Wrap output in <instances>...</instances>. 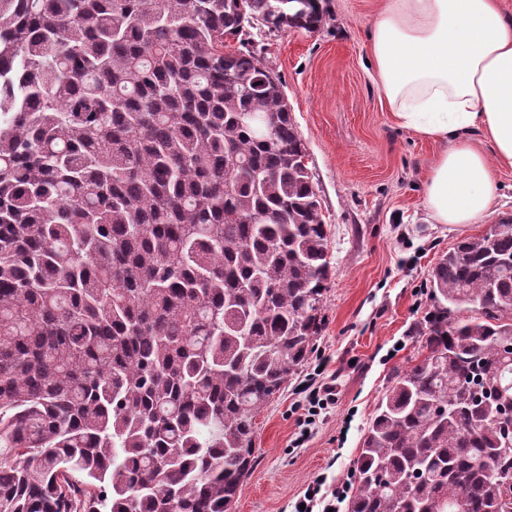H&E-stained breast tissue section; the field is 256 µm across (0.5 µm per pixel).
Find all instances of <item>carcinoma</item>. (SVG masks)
I'll use <instances>...</instances> for the list:
<instances>
[{
    "instance_id": "cac0c4a2",
    "label": "carcinoma",
    "mask_w": 512,
    "mask_h": 512,
    "mask_svg": "<svg viewBox=\"0 0 512 512\" xmlns=\"http://www.w3.org/2000/svg\"><path fill=\"white\" fill-rule=\"evenodd\" d=\"M257 22L313 32L324 13L0 0V512H230L331 270L282 82L224 51ZM429 287L348 512H512V217Z\"/></svg>"
}]
</instances>
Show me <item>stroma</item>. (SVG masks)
Here are the masks:
<instances>
[{"mask_svg": "<svg viewBox=\"0 0 512 512\" xmlns=\"http://www.w3.org/2000/svg\"><path fill=\"white\" fill-rule=\"evenodd\" d=\"M377 0H323L314 32L253 30L252 49L280 78L305 142L332 254L323 325L305 366L256 418L253 465L232 512H294L317 477L353 484L363 429L392 373L415 355L430 310L429 274L462 237L435 223L424 188L444 146L399 128L370 65ZM336 399L306 425L308 394L328 379Z\"/></svg>", "mask_w": 512, "mask_h": 512, "instance_id": "1", "label": "stroma"}]
</instances>
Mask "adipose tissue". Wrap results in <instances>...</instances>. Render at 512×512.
<instances>
[{
  "label": "adipose tissue",
  "mask_w": 512,
  "mask_h": 512,
  "mask_svg": "<svg viewBox=\"0 0 512 512\" xmlns=\"http://www.w3.org/2000/svg\"><path fill=\"white\" fill-rule=\"evenodd\" d=\"M370 52L397 124L445 146L425 184L430 216L477 222L498 200L495 167L512 168V10L502 0H382ZM474 131L490 153L473 147Z\"/></svg>",
  "instance_id": "obj_1"
}]
</instances>
